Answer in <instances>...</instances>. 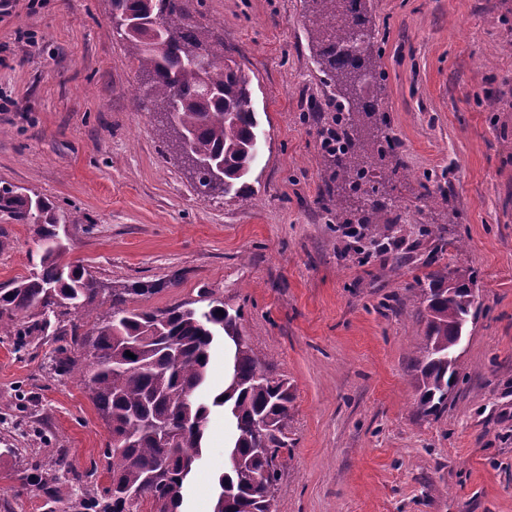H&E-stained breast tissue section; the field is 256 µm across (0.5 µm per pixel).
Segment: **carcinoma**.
I'll list each match as a JSON object with an SVG mask.
<instances>
[{
  "label": "carcinoma",
  "instance_id": "obj_1",
  "mask_svg": "<svg viewBox=\"0 0 512 512\" xmlns=\"http://www.w3.org/2000/svg\"><path fill=\"white\" fill-rule=\"evenodd\" d=\"M310 50L331 88L336 128L326 131L321 154L325 183L336 193V223L358 224L355 251L371 246L391 251L376 224L393 207L387 186L402 170L393 162L398 144L390 135L381 100L370 94L383 73L377 69L371 0H304ZM189 0H112V19L138 62L147 96L166 115L196 187L227 193L245 177L260 151L251 79L224 54V39L191 17ZM0 211L34 226L44 247L36 270L0 288V334L68 336L50 356L55 373L79 374L119 447L105 454L109 485L73 487L65 457L51 472L16 470L24 485L45 497L46 512H181L183 488L199 461L210 409L224 408L237 436L230 463L218 477L213 512H266L265 490L281 477L282 449L294 395L288 382L262 365L240 330L241 314L212 299L204 310L188 303L165 310L127 306L132 296L152 295L165 281L121 283L105 289L80 266L60 263L66 251L64 224H81L80 212H63L47 198L13 185L0 186ZM473 276L446 267L419 284L427 312L425 344L417 359V412L431 415L448 405L457 383V346L475 315ZM112 297L109 319L81 331L69 315ZM223 314H218V311ZM223 338L233 348L229 384L212 401L194 398L207 377L210 351ZM131 352L135 358L126 356ZM156 423L186 429L163 448ZM135 492L137 503L127 502Z\"/></svg>",
  "mask_w": 512,
  "mask_h": 512
}]
</instances>
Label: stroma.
<instances>
[{"mask_svg":"<svg viewBox=\"0 0 512 512\" xmlns=\"http://www.w3.org/2000/svg\"><path fill=\"white\" fill-rule=\"evenodd\" d=\"M303 0H194L251 78L261 151L248 193H201L110 23L111 0H0V181L80 211L63 260L100 281L175 278L132 307L240 311L241 331L293 387L275 512H512V0H372L389 130L411 177L382 228L407 261H361L323 195L334 116ZM448 173L433 204L420 181ZM441 227L448 248L422 235ZM31 225L0 213V288L29 275ZM471 272L477 311L439 413L415 411L432 270ZM52 336L0 335V442L30 461L67 453L105 487L112 445L84 386L50 372ZM228 422L212 409L185 512H212ZM0 465V512H44Z\"/></svg>","mask_w":512,"mask_h":512,"instance_id":"obj_1","label":"stroma"}]
</instances>
